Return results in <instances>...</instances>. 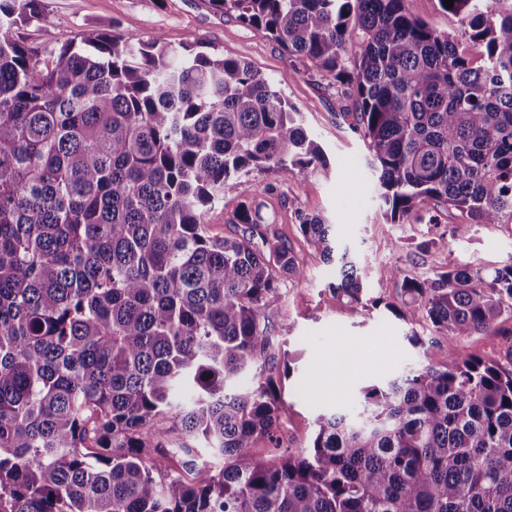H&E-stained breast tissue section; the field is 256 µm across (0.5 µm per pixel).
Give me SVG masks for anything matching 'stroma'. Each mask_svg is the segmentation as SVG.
<instances>
[{
    "mask_svg": "<svg viewBox=\"0 0 512 512\" xmlns=\"http://www.w3.org/2000/svg\"><path fill=\"white\" fill-rule=\"evenodd\" d=\"M40 22L21 35L37 46L60 47L74 36L94 31L158 35L174 46L191 41L250 63L268 77L303 113L307 131L323 147L328 173H294L288 179L270 172L232 180L223 201L204 215L211 235L229 237L237 205L255 196L259 181L276 183L264 196L262 214L291 246L305 273L282 281L280 296L263 314L272 327L276 351L287 353L291 371L281 378L287 411L278 435L284 445H309L318 414L353 411L362 387L381 384L419 365L444 366V341L423 321L405 317L399 288L375 278L378 267L398 266L420 277L456 262L491 272L512 263V223L475 224L461 240L447 227L460 223L456 211L428 201L437 224H395L383 214L367 148L350 123L352 102L328 80L306 70L263 29L240 23L208 0H41ZM322 216L333 226L338 251H349L366 279L361 304L333 290L334 275L299 228V213ZM460 350L512 369V317L494 332L464 337ZM350 354L358 369L343 389L330 391L338 358Z\"/></svg>",
    "mask_w": 512,
    "mask_h": 512,
    "instance_id": "35a3bbf8",
    "label": "stroma"
}]
</instances>
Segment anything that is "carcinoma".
<instances>
[{
    "label": "carcinoma",
    "mask_w": 512,
    "mask_h": 512,
    "mask_svg": "<svg viewBox=\"0 0 512 512\" xmlns=\"http://www.w3.org/2000/svg\"><path fill=\"white\" fill-rule=\"evenodd\" d=\"M40 2L0 0V512H512V369L457 349L512 315V263L377 269L448 364L282 447L289 365L262 309L303 271L261 215L277 187L239 203L234 237L204 215L242 173H328L321 145L236 58L158 35L26 44ZM209 2L343 90L391 221L436 223L428 200L465 216L458 239L512 221V0L447 9L478 63L408 0ZM300 219L360 303L332 225Z\"/></svg>",
    "instance_id": "carcinoma-1"
}]
</instances>
